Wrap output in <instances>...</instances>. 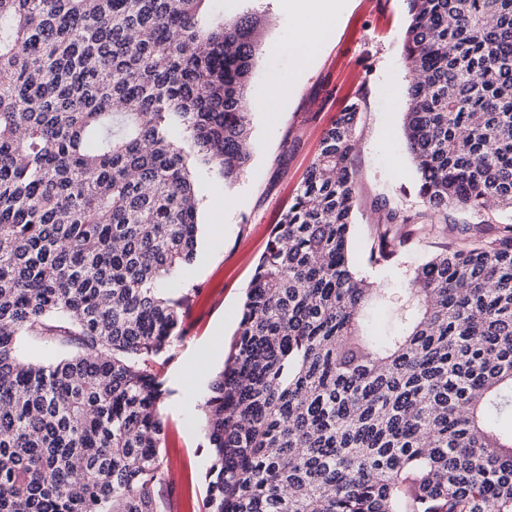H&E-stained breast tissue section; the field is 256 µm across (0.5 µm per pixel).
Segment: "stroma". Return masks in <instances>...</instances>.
<instances>
[{
    "label": "stroma",
    "mask_w": 512,
    "mask_h": 512,
    "mask_svg": "<svg viewBox=\"0 0 512 512\" xmlns=\"http://www.w3.org/2000/svg\"><path fill=\"white\" fill-rule=\"evenodd\" d=\"M234 21L242 10L267 17L256 56L251 100L252 157L233 185L202 172L196 179L202 234L178 287L194 293L187 332L161 377L171 394L165 409L164 492L174 512H203L211 464L198 404L224 358L241 317L247 286L270 234L291 203L324 131L349 100L361 106L352 159L358 209L350 258L364 265L377 238L381 199L421 208L403 138L410 74L402 56L405 0H342L338 30L303 67L281 51L300 24L291 0H210Z\"/></svg>",
    "instance_id": "1"
}]
</instances>
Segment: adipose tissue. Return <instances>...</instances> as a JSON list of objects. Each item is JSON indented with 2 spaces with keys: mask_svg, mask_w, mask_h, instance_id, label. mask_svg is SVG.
<instances>
[{
  "mask_svg": "<svg viewBox=\"0 0 512 512\" xmlns=\"http://www.w3.org/2000/svg\"><path fill=\"white\" fill-rule=\"evenodd\" d=\"M294 5L304 26L289 38L287 49L289 56L304 64L313 58L321 40L334 35L339 5L337 0H294Z\"/></svg>",
  "mask_w": 512,
  "mask_h": 512,
  "instance_id": "1",
  "label": "adipose tissue"
}]
</instances>
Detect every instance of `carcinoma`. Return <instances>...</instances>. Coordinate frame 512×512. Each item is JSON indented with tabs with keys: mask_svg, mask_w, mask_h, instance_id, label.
<instances>
[{
	"mask_svg": "<svg viewBox=\"0 0 512 512\" xmlns=\"http://www.w3.org/2000/svg\"><path fill=\"white\" fill-rule=\"evenodd\" d=\"M207 0H0V512H167L170 391L186 333L167 288L200 237L195 177L248 167L263 18ZM404 136L435 234L402 288L349 259L348 104L275 225L224 369L199 403L206 512H512V224L446 239L448 209L512 210V0H405ZM402 328L363 336L372 304ZM50 339L51 362L18 358Z\"/></svg>",
	"mask_w": 512,
	"mask_h": 512,
	"instance_id": "obj_1",
	"label": "carcinoma"
}]
</instances>
